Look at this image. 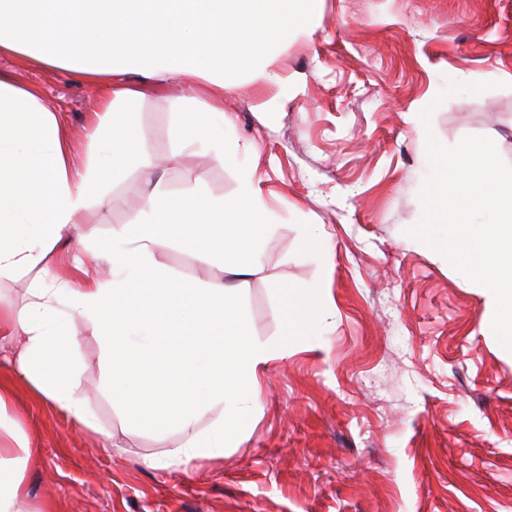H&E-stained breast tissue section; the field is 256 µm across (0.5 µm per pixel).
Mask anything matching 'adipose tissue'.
<instances>
[{
    "instance_id": "ef3b65f1",
    "label": "adipose tissue",
    "mask_w": 512,
    "mask_h": 512,
    "mask_svg": "<svg viewBox=\"0 0 512 512\" xmlns=\"http://www.w3.org/2000/svg\"><path fill=\"white\" fill-rule=\"evenodd\" d=\"M321 0H0V47L101 80L102 108L94 149L80 182L69 174V146L56 112L33 91L0 79V279L38 272L30 300L0 312V341L23 338L16 376L38 399L68 414L111 447L84 384L85 366L73 322L92 330L103 390L129 425L157 436L179 434L156 459L167 468L222 457L245 430L264 367L296 339L313 340L316 288H280L281 332L253 336L240 303L259 264L254 231L264 217L255 166H239L235 197L148 196L140 220L101 241L93 228L79 236L75 271L49 270L75 218L108 206L105 173L132 162L136 128L129 104L136 91L126 74L198 77L227 88L247 70L270 83V54L311 25ZM223 111L199 113L176 135L205 145L217 161L237 157ZM179 242L220 278L175 277L159 259ZM102 265L106 274L88 277ZM236 275L225 283L223 273ZM13 395L0 385V512H22L30 441L12 413ZM208 428H201L203 419Z\"/></svg>"
}]
</instances>
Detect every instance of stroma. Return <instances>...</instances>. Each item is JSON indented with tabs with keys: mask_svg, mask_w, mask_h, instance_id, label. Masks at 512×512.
Instances as JSON below:
<instances>
[{
	"mask_svg": "<svg viewBox=\"0 0 512 512\" xmlns=\"http://www.w3.org/2000/svg\"><path fill=\"white\" fill-rule=\"evenodd\" d=\"M272 70L218 90L131 73L139 161L106 179L110 207L78 225L108 237L148 193L232 197L238 169L172 131L189 107L224 109L240 158L258 153L261 265L242 310L277 337L279 289L321 287L318 345L290 344L260 378L252 422L223 457L152 468L179 440L123 424L102 390L97 346L78 328L86 390L111 447L16 378L0 384L31 441L25 512H512V356L483 329V297L407 231L422 216L426 135L490 137L512 164V0H322L312 36L282 45ZM501 86L448 97L430 129L412 120L449 82ZM0 78L53 108L83 172L100 91L75 71L0 49ZM320 225V252L301 246Z\"/></svg>",
	"mask_w": 512,
	"mask_h": 512,
	"instance_id": "1",
	"label": "stroma"
}]
</instances>
